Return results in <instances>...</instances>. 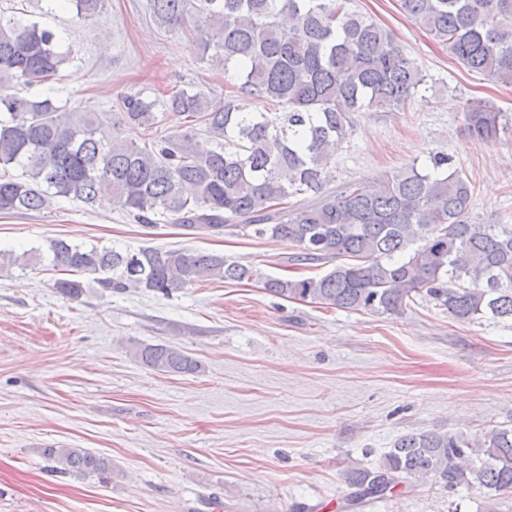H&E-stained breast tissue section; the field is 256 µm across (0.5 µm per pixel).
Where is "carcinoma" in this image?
Listing matches in <instances>:
<instances>
[{
    "label": "carcinoma",
    "instance_id": "obj_1",
    "mask_svg": "<svg viewBox=\"0 0 512 512\" xmlns=\"http://www.w3.org/2000/svg\"><path fill=\"white\" fill-rule=\"evenodd\" d=\"M89 19L105 0H66ZM413 21L463 67L512 85V0H400ZM159 29L185 26L202 57L233 73L236 94L221 100L206 88L167 98L121 97L112 125L100 113L31 99L16 86L41 85L70 63L55 31L36 21L0 19V214L39 211L55 197L94 204L108 197L140 223L160 217L193 233L251 230L287 241L301 263H333L321 276L265 275L224 255L146 247L120 252L53 240L47 251H0V273L49 261L64 274L55 288L77 299L91 278L103 293L131 289L169 296L206 279L261 280L284 300L336 309L400 314L428 298L456 320H512V224L471 219L473 187L431 154V168L412 165L375 185L328 188L336 148L354 130L353 114L405 107L424 75L393 33L350 7V0H149ZM247 102L239 104L237 99ZM175 130L160 134L157 108ZM473 136L490 141L502 113L485 101L468 105ZM213 147L195 148L199 132ZM304 196L308 202L290 205ZM459 282L448 289V280ZM143 366L191 375L200 363L162 344L134 343ZM62 471L104 476L111 462L85 448H44ZM361 498L391 497L409 480L453 492L478 486L490 497L512 493V427L472 440L423 432L399 438L374 469H355Z\"/></svg>",
    "mask_w": 512,
    "mask_h": 512
}]
</instances>
